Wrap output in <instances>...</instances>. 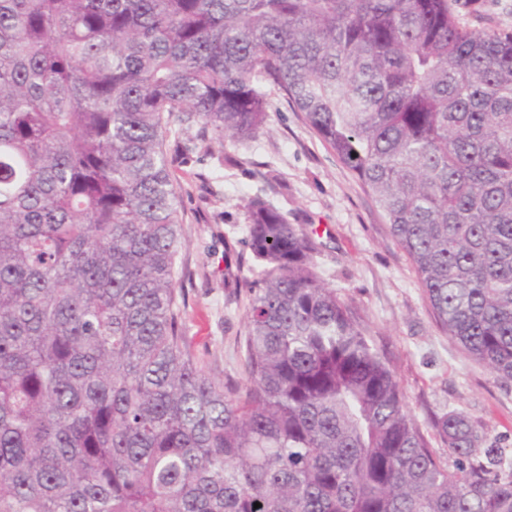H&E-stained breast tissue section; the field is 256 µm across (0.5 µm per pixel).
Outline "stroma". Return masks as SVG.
I'll list each match as a JSON object with an SVG mask.
<instances>
[{"label": "stroma", "mask_w": 512, "mask_h": 512, "mask_svg": "<svg viewBox=\"0 0 512 512\" xmlns=\"http://www.w3.org/2000/svg\"><path fill=\"white\" fill-rule=\"evenodd\" d=\"M477 30H512V0H449ZM267 122L252 138L191 149L199 124H172L165 149L184 214L176 268L182 334L212 379L237 377L248 297L228 270L250 260L247 210L259 198L312 230L314 270L350 306L393 371L407 410L439 455L433 422L461 413L481 424L484 445L512 448V384L497 381L434 321L407 254L356 176L270 89Z\"/></svg>", "instance_id": "stroma-1"}]
</instances>
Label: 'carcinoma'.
<instances>
[{
    "label": "carcinoma",
    "mask_w": 512,
    "mask_h": 512,
    "mask_svg": "<svg viewBox=\"0 0 512 512\" xmlns=\"http://www.w3.org/2000/svg\"><path fill=\"white\" fill-rule=\"evenodd\" d=\"M269 83L512 382V33L448 0H0V512H512L509 450L452 413L437 454L259 198L243 376L197 367L164 142L253 136Z\"/></svg>",
    "instance_id": "1"
}]
</instances>
